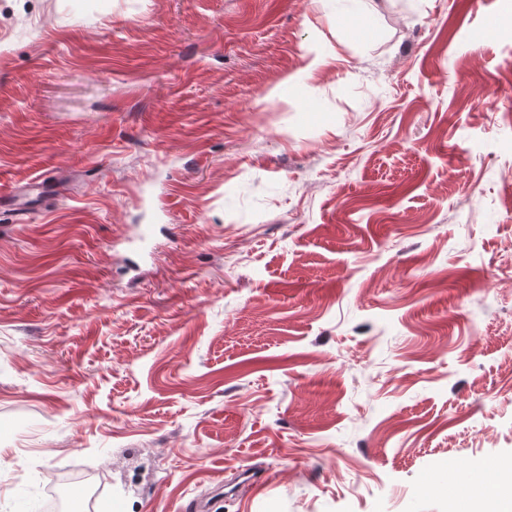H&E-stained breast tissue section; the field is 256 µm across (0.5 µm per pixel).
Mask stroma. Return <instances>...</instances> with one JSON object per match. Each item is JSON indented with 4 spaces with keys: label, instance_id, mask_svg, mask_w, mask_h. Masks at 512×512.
<instances>
[{
    "label": "stroma",
    "instance_id": "stroma-1",
    "mask_svg": "<svg viewBox=\"0 0 512 512\" xmlns=\"http://www.w3.org/2000/svg\"><path fill=\"white\" fill-rule=\"evenodd\" d=\"M365 7L362 36L345 0H0V512L496 482L512 0Z\"/></svg>",
    "mask_w": 512,
    "mask_h": 512
}]
</instances>
